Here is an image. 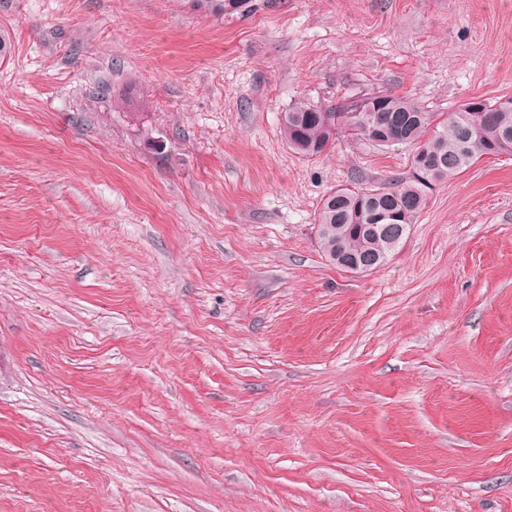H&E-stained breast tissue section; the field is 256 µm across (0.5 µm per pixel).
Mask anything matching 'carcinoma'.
Listing matches in <instances>:
<instances>
[{"instance_id": "1", "label": "carcinoma", "mask_w": 512, "mask_h": 512, "mask_svg": "<svg viewBox=\"0 0 512 512\" xmlns=\"http://www.w3.org/2000/svg\"><path fill=\"white\" fill-rule=\"evenodd\" d=\"M250 0H187L205 16L244 12ZM376 118L384 139L372 137ZM282 134L288 147L306 158L330 153L344 133L373 147L410 149V173L385 187L357 183L331 191L322 200L318 239L325 258L350 273L380 268L395 251L425 207L427 190L447 181L487 156L512 154V106L505 100L467 101L444 113L428 112L415 99L383 92L366 105L359 97L346 98L325 109L298 98L283 113ZM369 214L384 216L376 227Z\"/></svg>"}]
</instances>
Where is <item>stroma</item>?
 <instances>
[{
	"mask_svg": "<svg viewBox=\"0 0 512 512\" xmlns=\"http://www.w3.org/2000/svg\"><path fill=\"white\" fill-rule=\"evenodd\" d=\"M0 512H512V154L367 274L322 198L409 151L300 97H512V0H0ZM188 7L205 16H224V14L249 8L250 0H188Z\"/></svg>",
	"mask_w": 512,
	"mask_h": 512,
	"instance_id": "stroma-1",
	"label": "stroma"
}]
</instances>
